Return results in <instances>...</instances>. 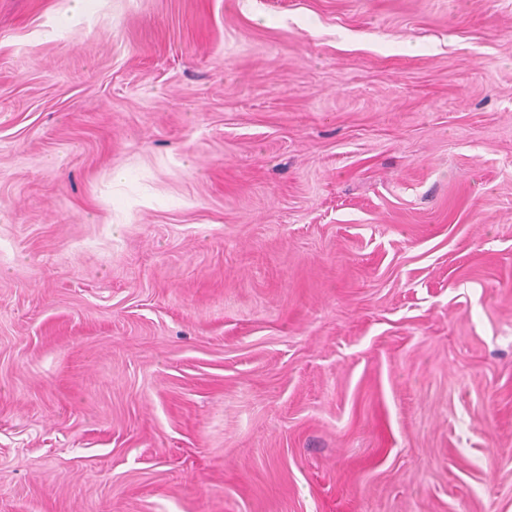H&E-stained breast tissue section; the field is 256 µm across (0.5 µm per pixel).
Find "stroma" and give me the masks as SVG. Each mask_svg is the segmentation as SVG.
<instances>
[{
  "mask_svg": "<svg viewBox=\"0 0 512 512\" xmlns=\"http://www.w3.org/2000/svg\"><path fill=\"white\" fill-rule=\"evenodd\" d=\"M0 512H512V0H0Z\"/></svg>",
  "mask_w": 512,
  "mask_h": 512,
  "instance_id": "35a3bbf8",
  "label": "stroma"
}]
</instances>
